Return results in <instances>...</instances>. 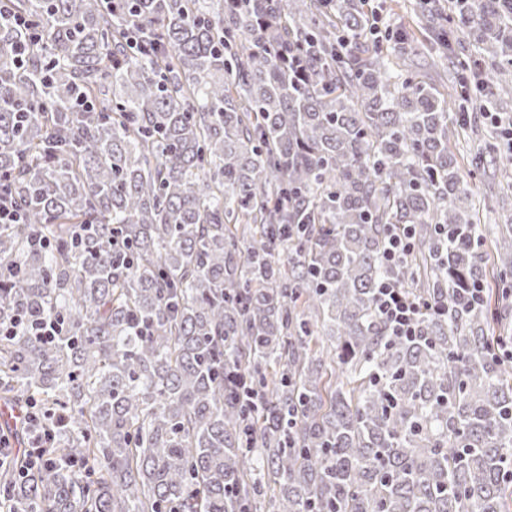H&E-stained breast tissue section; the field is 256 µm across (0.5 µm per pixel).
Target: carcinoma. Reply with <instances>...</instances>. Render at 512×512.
Here are the masks:
<instances>
[{
  "label": "carcinoma",
  "instance_id": "carcinoma-1",
  "mask_svg": "<svg viewBox=\"0 0 512 512\" xmlns=\"http://www.w3.org/2000/svg\"><path fill=\"white\" fill-rule=\"evenodd\" d=\"M367 4L0 0L29 21H0L26 213L0 224V323L61 327L0 335V402L56 432L49 467L0 468L4 512H512V326L449 143L474 90L508 121L512 0H417L470 47L449 93L394 68L414 34ZM506 160L494 127L470 166ZM487 232L512 276V225ZM389 279L434 306L413 340L377 312ZM414 249V229L411 225H393L389 233L384 258L389 265L395 266Z\"/></svg>",
  "mask_w": 512,
  "mask_h": 512
}]
</instances>
